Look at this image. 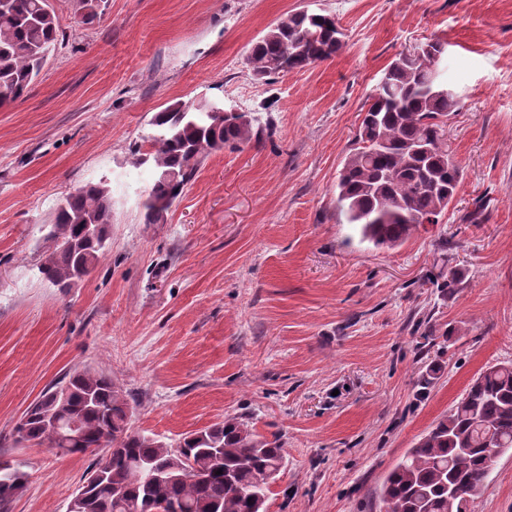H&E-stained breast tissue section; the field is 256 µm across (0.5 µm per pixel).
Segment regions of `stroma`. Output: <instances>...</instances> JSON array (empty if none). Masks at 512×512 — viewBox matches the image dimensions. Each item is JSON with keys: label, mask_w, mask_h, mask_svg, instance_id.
I'll list each match as a JSON object with an SVG mask.
<instances>
[{"label": "stroma", "mask_w": 512, "mask_h": 512, "mask_svg": "<svg viewBox=\"0 0 512 512\" xmlns=\"http://www.w3.org/2000/svg\"><path fill=\"white\" fill-rule=\"evenodd\" d=\"M49 3L60 46L0 109V457L29 474L8 512H68L94 469L97 455L14 433L84 369L166 443L227 417L280 436L267 512H385L389 471L479 373L512 362V0H106L88 29L73 0ZM303 8L336 17L342 50L257 79L253 42ZM428 38L461 98L448 143L464 179L439 223L378 248L337 207L336 177L388 65ZM177 101L249 113L252 138L212 151L149 224L154 168L132 148ZM99 182L108 246L60 290L38 271L43 227ZM448 267L457 287L429 281ZM471 512H512V450Z\"/></svg>", "instance_id": "obj_1"}]
</instances>
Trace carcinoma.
Returning a JSON list of instances; mask_svg holds the SVG:
<instances>
[{"instance_id":"cac0c4a2","label":"carcinoma","mask_w":512,"mask_h":512,"mask_svg":"<svg viewBox=\"0 0 512 512\" xmlns=\"http://www.w3.org/2000/svg\"><path fill=\"white\" fill-rule=\"evenodd\" d=\"M0 12V107L20 99L56 50L60 21L48 0H10ZM102 0H74L80 23L101 15ZM342 33L326 12L287 15L250 51L260 79L274 77L336 56ZM436 40L418 43L389 65L364 112L355 147L336 183V203L347 223L360 226L376 247L402 244L423 222L439 223L463 180L448 144V120L461 108L448 92ZM149 150L137 162L150 163L155 179L146 221L156 224L213 150L251 140L247 114L224 117L208 101L175 103L150 120ZM112 196L103 183L69 193L57 205L46 239L55 242L38 270L58 288H70L104 254ZM101 226L91 237L85 225ZM55 416L58 425L49 424ZM122 391L104 373L75 371L44 391L15 427L17 440L35 441L64 454L103 452L108 473L96 463L78 492L76 512H151V505L175 512H266L270 486L284 466L280 438H264L250 425L227 417L184 436L176 445L133 431ZM512 450V362L483 370L449 415L424 434L389 472L382 486L386 512H468L481 495L495 458ZM167 480L155 484L152 471ZM222 474H217V471ZM20 463L0 460V512L25 489Z\"/></svg>"}]
</instances>
